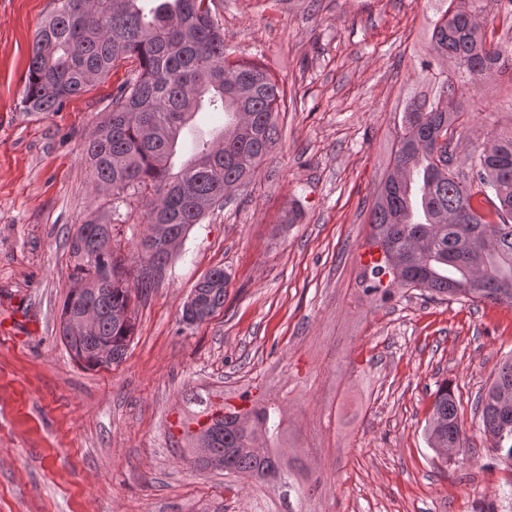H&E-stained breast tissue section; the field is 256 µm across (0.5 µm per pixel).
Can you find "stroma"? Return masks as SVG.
I'll list each match as a JSON object with an SVG mask.
<instances>
[{
	"mask_svg": "<svg viewBox=\"0 0 512 512\" xmlns=\"http://www.w3.org/2000/svg\"><path fill=\"white\" fill-rule=\"evenodd\" d=\"M57 0H0V512H512V462L483 431L478 396L512 357V305L396 291L358 278L374 193L392 168L398 105L427 90L419 60L443 0H214L230 60L286 90L279 145L132 291L122 362L86 369L60 341L76 227L103 211L84 147L128 64L56 112L22 94ZM457 163L512 129V71L460 100ZM222 308L181 322L211 269ZM453 392L467 457L425 434ZM251 398L282 418L285 480L194 462L182 425Z\"/></svg>",
	"mask_w": 512,
	"mask_h": 512,
	"instance_id": "obj_1",
	"label": "stroma"
}]
</instances>
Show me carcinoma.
Wrapping results in <instances>:
<instances>
[{
  "label": "carcinoma",
  "instance_id": "carcinoma-1",
  "mask_svg": "<svg viewBox=\"0 0 512 512\" xmlns=\"http://www.w3.org/2000/svg\"><path fill=\"white\" fill-rule=\"evenodd\" d=\"M59 0L38 28L25 81L28 112H56L67 99L103 79L120 60L138 63L137 75L120 83L112 112L86 146L95 187L108 210L94 214L72 236L76 258L61 311V340L87 369L121 361L133 337L131 288H149L163 272L171 243L224 202L247 180L278 141L274 121L285 90L254 63L231 61L224 32L211 16L212 0ZM502 0H449L431 21L433 59L420 61L431 93L406 98L394 141L393 170L369 214L367 246L382 261L361 275L365 295L386 302L399 288L441 297L512 305V132L492 136L490 146L463 167L450 150L464 112L457 99L475 80L512 66V45L487 43L477 17ZM449 62L448 69L434 62ZM206 110L222 112L232 126L221 138L188 137L190 122ZM143 208L148 233L136 252L124 254L117 224L120 207ZM229 275L211 269L195 286L196 309L183 322L199 323L224 305ZM97 311L94 327L70 326L81 310ZM483 431L495 453L512 460V358L506 359L477 400ZM266 407L214 418L205 446L216 449L212 465L225 474L281 476L272 448L258 444L278 434ZM431 448L463 447L457 405L448 385L435 394L426 427Z\"/></svg>",
  "mask_w": 512,
  "mask_h": 512
}]
</instances>
